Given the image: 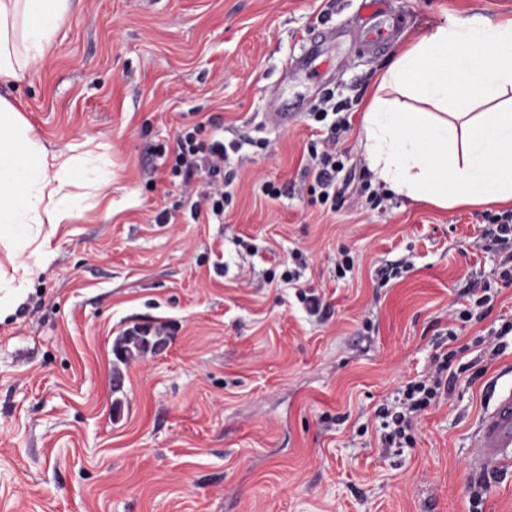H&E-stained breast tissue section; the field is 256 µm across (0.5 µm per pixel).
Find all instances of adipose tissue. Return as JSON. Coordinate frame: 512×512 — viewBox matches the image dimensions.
<instances>
[{
    "label": "adipose tissue",
    "mask_w": 512,
    "mask_h": 512,
    "mask_svg": "<svg viewBox=\"0 0 512 512\" xmlns=\"http://www.w3.org/2000/svg\"><path fill=\"white\" fill-rule=\"evenodd\" d=\"M81 0H0V83L22 82ZM375 182L441 209L512 208V20H445L397 50L364 110L359 138ZM91 153L54 151L0 98V288H27L46 246L74 217Z\"/></svg>",
    "instance_id": "obj_1"
}]
</instances>
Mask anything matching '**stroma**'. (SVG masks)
Here are the masks:
<instances>
[{"mask_svg": "<svg viewBox=\"0 0 512 512\" xmlns=\"http://www.w3.org/2000/svg\"><path fill=\"white\" fill-rule=\"evenodd\" d=\"M474 14L511 19L512 0H386L395 37L368 51L361 0H82L0 85L48 148L106 159L95 207L0 322V512H512V461L477 469L471 448L512 388V284L459 318L467 278L512 267L488 236L501 207L353 189L331 212L303 175L327 96L347 103L337 151L365 168L362 116L397 47ZM210 117L245 142L223 223H156L186 194L178 128ZM136 325L168 345L117 364ZM452 349L462 373L412 443L384 447L378 409Z\"/></svg>", "mask_w": 512, "mask_h": 512, "instance_id": "1", "label": "stroma"}]
</instances>
